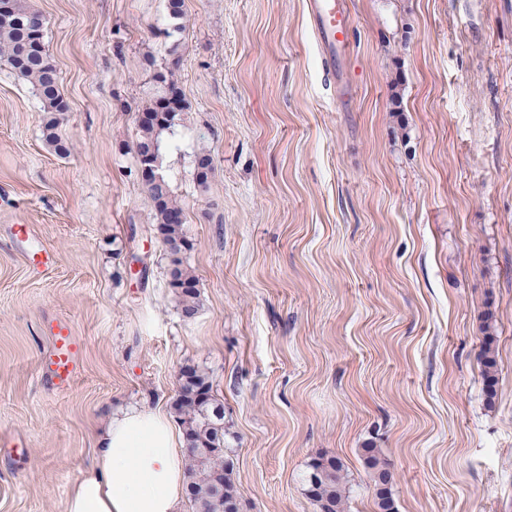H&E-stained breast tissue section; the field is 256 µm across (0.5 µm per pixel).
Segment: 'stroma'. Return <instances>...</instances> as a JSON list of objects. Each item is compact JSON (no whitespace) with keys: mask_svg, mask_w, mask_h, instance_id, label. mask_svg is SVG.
<instances>
[{"mask_svg":"<svg viewBox=\"0 0 512 512\" xmlns=\"http://www.w3.org/2000/svg\"><path fill=\"white\" fill-rule=\"evenodd\" d=\"M29 5L69 150L0 65V512H65L112 415H174L188 365L224 405L242 512H319L322 454L346 512H376L367 444L396 512H512V0H351L347 101L306 0H185L174 40L166 0ZM173 61L187 108L161 172L187 214L191 320L134 149ZM13 224L53 269L28 266ZM61 321L80 345L64 390L42 367ZM172 263L174 267L170 272L169 287L181 299L182 316H195L199 309L197 278L191 270L182 266V259L174 258ZM481 357L486 394L488 399L492 400L494 396L498 362L496 348L494 345V337L490 333H488L485 338ZM362 450L364 463L371 470V477L375 486L374 504L377 512H396L391 494L389 496L390 491L387 488L384 491L376 490L379 481H383L385 484L391 482V472L388 464L381 459L378 448L368 445ZM312 469H320L317 492L311 495L319 512H344L345 475L342 462L335 456H320L309 464Z\"/></svg>","mask_w":512,"mask_h":512,"instance_id":"1","label":"stroma"}]
</instances>
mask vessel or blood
<instances>
[{
  "instance_id": "vessel-or-blood-1",
  "label": "vessel or blood",
  "mask_w": 512,
  "mask_h": 512,
  "mask_svg": "<svg viewBox=\"0 0 512 512\" xmlns=\"http://www.w3.org/2000/svg\"><path fill=\"white\" fill-rule=\"evenodd\" d=\"M308 8L326 62L332 72H343L352 48L353 17L349 0H309ZM13 236L33 267L46 270L54 267L55 254L47 251L26 225H14ZM53 339V349L46 356L44 366L54 383L66 388L76 372L79 345L64 323L54 326Z\"/></svg>"
}]
</instances>
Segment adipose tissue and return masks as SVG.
Instances as JSON below:
<instances>
[{
	"mask_svg": "<svg viewBox=\"0 0 512 512\" xmlns=\"http://www.w3.org/2000/svg\"><path fill=\"white\" fill-rule=\"evenodd\" d=\"M185 456L167 415L138 408L113 418L94 462L68 489L66 512H176Z\"/></svg>",
	"mask_w": 512,
	"mask_h": 512,
	"instance_id": "obj_1",
	"label": "adipose tissue"
}]
</instances>
